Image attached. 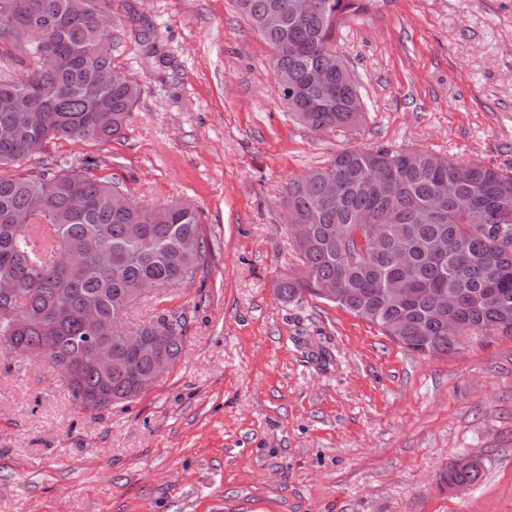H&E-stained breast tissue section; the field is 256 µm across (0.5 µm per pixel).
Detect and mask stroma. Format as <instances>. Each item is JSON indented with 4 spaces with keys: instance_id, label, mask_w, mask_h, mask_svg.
Masks as SVG:
<instances>
[{
    "instance_id": "obj_1",
    "label": "stroma",
    "mask_w": 512,
    "mask_h": 512,
    "mask_svg": "<svg viewBox=\"0 0 512 512\" xmlns=\"http://www.w3.org/2000/svg\"><path fill=\"white\" fill-rule=\"evenodd\" d=\"M336 33L362 123L291 116L271 50L235 0H109L112 64L140 96L122 137L44 158L144 204L202 212L206 261L142 301L186 348L136 400L77 408L46 362L0 350V512H512V334L456 354L398 345L345 309L285 302L298 264L287 182L358 147L512 170V0H364ZM482 458L456 493L440 474Z\"/></svg>"
}]
</instances>
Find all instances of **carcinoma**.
I'll return each instance as SVG.
<instances>
[{
  "label": "carcinoma",
  "instance_id": "carcinoma-1",
  "mask_svg": "<svg viewBox=\"0 0 512 512\" xmlns=\"http://www.w3.org/2000/svg\"><path fill=\"white\" fill-rule=\"evenodd\" d=\"M108 0H0V40H24L34 68L23 79L0 75V311L10 309L26 325L0 320V336L14 350L41 348L51 332L46 359L59 373L72 401L90 409L128 402L150 390L142 379L153 358L136 357L112 335V315L142 299L193 280L207 251L199 210L178 202L145 207L112 205L114 183L92 167L62 171L47 164L27 176L14 172L55 140L104 141L122 136L139 97V84L112 65V15ZM305 12L296 0H237L241 14L272 48V67L282 99L296 118L318 132L345 130L361 121L358 86L335 47L343 20L361 11L362 0H311ZM42 28L38 42L24 27ZM330 84L310 82L314 71ZM111 80L102 84L100 76ZM33 110L27 126L16 113ZM390 172L380 185L376 167ZM39 201L41 211L32 210ZM288 224L306 228L295 242L307 276L280 277L276 293L290 301L309 292L321 299L342 289L336 305L375 326L381 334L420 353L450 355L458 342L448 322L471 330L512 333V173L480 162L456 161L425 150L386 147L346 149L322 167L297 176L286 187ZM380 224L376 245L360 243ZM448 238V254L434 241ZM199 242L196 253L186 240ZM405 251L408 261L392 263ZM77 261L73 270L62 259ZM408 295L397 300L389 284ZM449 294L436 305L435 290ZM173 324L167 315L135 323L151 340ZM111 350L98 364L95 345ZM185 347L183 325L164 345L177 361ZM87 356L73 373L68 362ZM483 466L454 460L444 486H473Z\"/></svg>",
  "mask_w": 512,
  "mask_h": 512
}]
</instances>
